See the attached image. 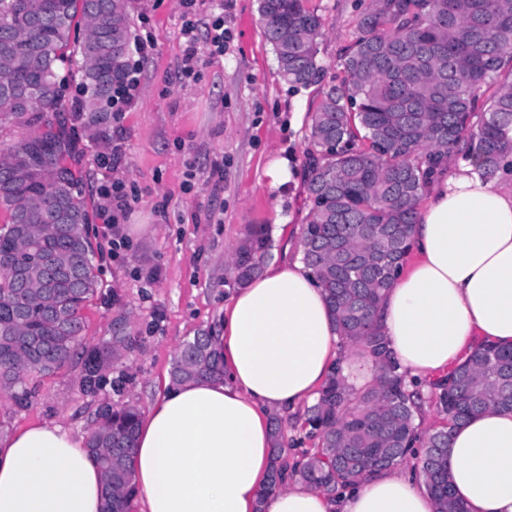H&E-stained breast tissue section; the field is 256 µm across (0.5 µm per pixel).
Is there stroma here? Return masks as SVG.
<instances>
[{
	"instance_id": "35a3bbf8",
	"label": "stroma",
	"mask_w": 512,
	"mask_h": 512,
	"mask_svg": "<svg viewBox=\"0 0 512 512\" xmlns=\"http://www.w3.org/2000/svg\"><path fill=\"white\" fill-rule=\"evenodd\" d=\"M355 0H311L323 22L320 62L339 74L341 50L354 38ZM134 36L151 35L139 62L137 96L93 131L75 126L89 232L102 270L103 297L88 312L86 339L110 342L114 331L133 344L105 371L96 395L79 389L80 360L37 378L26 405L0 392V435L32 423L85 435L99 406L148 409L182 343L218 329L229 285L227 259L252 224L271 228L269 262L308 223L305 131L319 102L315 88L292 91L262 37L259 0H131ZM223 16L230 39L210 54L211 22ZM193 21L199 61L185 76L180 34ZM288 161L291 179L271 186L265 172ZM120 186L126 207L116 230L98 219L102 185ZM123 244L110 246L113 232Z\"/></svg>"
}]
</instances>
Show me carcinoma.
Here are the masks:
<instances>
[{
  "mask_svg": "<svg viewBox=\"0 0 512 512\" xmlns=\"http://www.w3.org/2000/svg\"><path fill=\"white\" fill-rule=\"evenodd\" d=\"M310 0H260L262 33L282 77L295 88L319 86L304 149L311 219L302 226V261L323 291L342 344L369 358L375 382L355 388L333 371L304 414L317 444L288 461V427L271 420L268 486L295 478L326 495L361 478L359 467L397 464L424 441L421 470L436 512H467L448 477L452 429L489 407L512 410V349L476 348L441 384L446 423L421 435L414 394L392 362L373 320L403 268L410 230L428 188L452 157L484 179L512 176V0H370L339 57L345 77L324 81L318 61L321 19ZM133 18L129 0H0V122L27 134L0 141V391L23 389L33 375L83 362L80 390L95 393L104 369L128 349L84 343V310L102 297L82 176L73 168L71 111L90 129L106 120L128 74ZM78 82L84 99L67 106ZM272 239L250 226L231 255V283L261 273ZM201 331L185 341L170 370L179 384L224 376ZM141 409L104 406L86 434L104 475L103 512H131V468Z\"/></svg>",
  "mask_w": 512,
  "mask_h": 512,
  "instance_id": "1",
  "label": "carcinoma"
}]
</instances>
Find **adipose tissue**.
Segmentation results:
<instances>
[{
    "label": "adipose tissue",
    "mask_w": 512,
    "mask_h": 512,
    "mask_svg": "<svg viewBox=\"0 0 512 512\" xmlns=\"http://www.w3.org/2000/svg\"><path fill=\"white\" fill-rule=\"evenodd\" d=\"M413 258L375 312L407 382L448 374L477 345L512 348V187L472 167L440 172L411 233ZM224 377L165 385L133 450L140 512H434L415 464L369 472L327 496L268 489L269 415L311 404L344 356L303 262L269 265L224 305ZM449 480L467 512H512V411L451 432ZM103 475L83 437L32 424L0 441V512H102Z\"/></svg>",
    "instance_id": "obj_1"
}]
</instances>
